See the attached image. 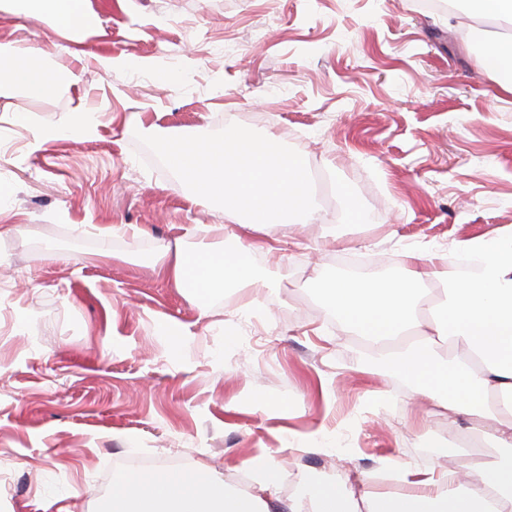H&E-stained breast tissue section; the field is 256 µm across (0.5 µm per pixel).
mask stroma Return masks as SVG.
Returning <instances> with one entry per match:
<instances>
[{"label": "stroma", "instance_id": "obj_1", "mask_svg": "<svg viewBox=\"0 0 512 512\" xmlns=\"http://www.w3.org/2000/svg\"><path fill=\"white\" fill-rule=\"evenodd\" d=\"M88 6L99 26L78 37L0 7V48L35 41L80 78L40 99L0 81V512H55L62 497L100 512L131 459L229 482L271 455L285 500L304 475L390 490L384 457L448 465L424 438L466 435L463 415L431 411L391 350L326 317L320 292L346 260L393 277L407 251L512 233V93L472 41L500 38L501 22L414 0ZM99 54L135 65L108 75ZM79 110L96 136L35 144ZM230 121L302 155L344 235L325 248L324 224L271 226L281 250L252 257L267 287L201 300L158 269L176 249H224L207 231L224 208L151 152ZM256 393L275 406L256 411Z\"/></svg>", "mask_w": 512, "mask_h": 512}]
</instances>
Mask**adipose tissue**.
Returning <instances> with one entry per match:
<instances>
[{
	"label": "adipose tissue",
	"mask_w": 512,
	"mask_h": 512,
	"mask_svg": "<svg viewBox=\"0 0 512 512\" xmlns=\"http://www.w3.org/2000/svg\"><path fill=\"white\" fill-rule=\"evenodd\" d=\"M23 10L54 28L83 32L96 25L85 0H25ZM0 76L31 98L79 84L74 73L51 72L45 51L34 45L15 47L0 59ZM160 147L197 198L223 201L225 221L208 231L236 243L234 250L202 257L176 255L163 269L176 286L189 287L195 279L202 291L262 287L251 256L271 217H319L303 158L280 156L273 139L228 125L217 143L164 137ZM233 223L239 232H230ZM462 250L475 260L469 273L450 274L447 255L411 253L396 278L328 283L323 308L371 342L421 334L419 344L394 357L395 368L434 408L463 413L471 434L490 444L488 460L425 472L393 467L389 473L398 487L389 492H356L344 480L307 476L302 494L286 504L278 494L282 467L272 457L255 465L242 488L202 467L130 471L114 485L107 512H512V235L470 241ZM447 276L452 283L446 301L425 308L423 285ZM445 340L462 349L450 364L441 363L436 351Z\"/></svg>",
	"instance_id": "obj_1"
}]
</instances>
